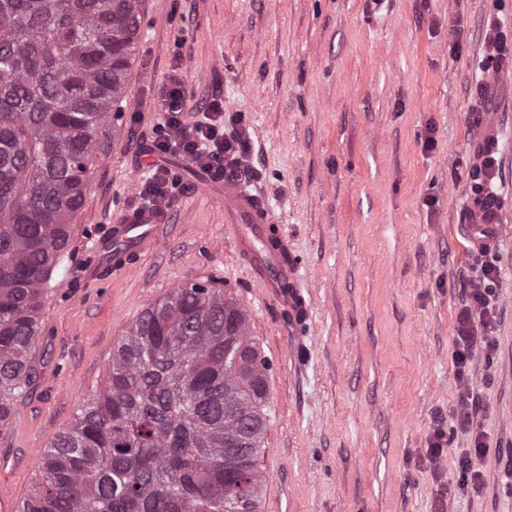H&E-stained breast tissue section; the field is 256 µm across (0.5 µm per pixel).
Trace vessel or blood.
Listing matches in <instances>:
<instances>
[{
    "mask_svg": "<svg viewBox=\"0 0 512 512\" xmlns=\"http://www.w3.org/2000/svg\"><path fill=\"white\" fill-rule=\"evenodd\" d=\"M473 157L484 161L497 151V131L494 126L475 121ZM218 203L224 210V228L231 233L240 256L246 260L255 285L269 293L290 318L293 331H301L308 317L305 298L299 286L300 262L284 258L281 250L268 243L269 229L276 219L259 193L228 178L224 181V195ZM501 221V213L494 201L478 198L459 222L476 248L494 242V226ZM159 217L152 212L141 215L138 223L122 221L113 225L109 234L91 245L97 263L121 269L129 254L150 251L156 242Z\"/></svg>",
    "mask_w": 512,
    "mask_h": 512,
    "instance_id": "1",
    "label": "vessel or blood"
}]
</instances>
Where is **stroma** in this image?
Returning <instances> with one entry per match:
<instances>
[{
  "mask_svg": "<svg viewBox=\"0 0 512 512\" xmlns=\"http://www.w3.org/2000/svg\"><path fill=\"white\" fill-rule=\"evenodd\" d=\"M512 51V0H144L122 112L102 127L85 202L41 299L28 351L38 371L0 429V499L21 505L39 451L102 382L112 350L173 288L205 284L248 316L270 361L258 512H512V83L489 92L499 151L472 156V103ZM180 68L187 118L221 94L244 115L251 181L282 222L307 278L292 332L253 283L198 192V168L166 167L180 193L156 250L89 275L90 245L142 203L159 96ZM435 145L425 149L426 134ZM504 216L493 347L454 365L456 313L480 257L458 225L475 188ZM479 401L456 428L462 388ZM438 471L421 464L435 426ZM483 435L478 488L458 460Z\"/></svg>",
  "mask_w": 512,
  "mask_h": 512,
  "instance_id": "35a3bbf8",
  "label": "stroma"
}]
</instances>
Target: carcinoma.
Instances as JSON below:
<instances>
[{
  "instance_id": "obj_1",
  "label": "carcinoma",
  "mask_w": 512,
  "mask_h": 512,
  "mask_svg": "<svg viewBox=\"0 0 512 512\" xmlns=\"http://www.w3.org/2000/svg\"><path fill=\"white\" fill-rule=\"evenodd\" d=\"M142 2L0 0V427L35 380L41 297L132 67ZM269 367L236 303L172 289L42 450L20 512H258Z\"/></svg>"
}]
</instances>
